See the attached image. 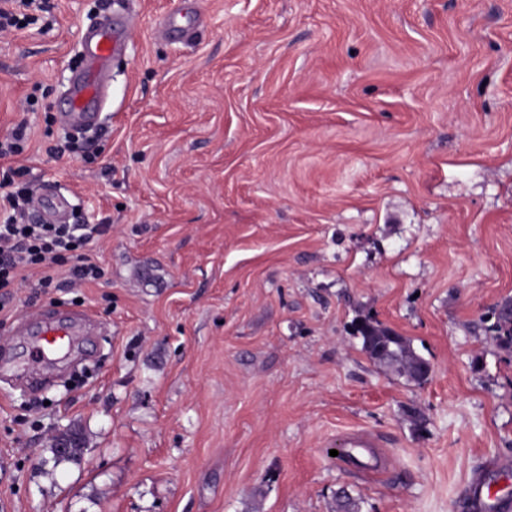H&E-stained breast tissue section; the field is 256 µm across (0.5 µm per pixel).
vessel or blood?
I'll return each mask as SVG.
<instances>
[{
	"label": "vessel or blood",
	"mask_w": 512,
	"mask_h": 512,
	"mask_svg": "<svg viewBox=\"0 0 512 512\" xmlns=\"http://www.w3.org/2000/svg\"><path fill=\"white\" fill-rule=\"evenodd\" d=\"M129 37L124 18L105 15L95 26L88 28L82 36L83 66L76 75L70 91L69 107L61 112L63 123L69 127H90L100 118L103 78L113 57L121 52ZM67 210L66 199L53 192L45 191L38 203L36 217L47 224L62 222ZM94 319L86 311L61 312L40 309L21 322L19 335L29 337L34 361H43L47 352L69 350L79 344ZM379 442L369 434H355L347 437L346 455L357 465L360 472L368 474L376 470L377 461L371 456L372 448ZM469 491L484 512H497L506 498L498 491L471 483Z\"/></svg>",
	"instance_id": "1"
}]
</instances>
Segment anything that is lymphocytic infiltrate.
I'll list each match as a JSON object with an SVG mask.
<instances>
[{"instance_id": "lymphocytic-infiltrate-1", "label": "lymphocytic infiltrate", "mask_w": 512, "mask_h": 512, "mask_svg": "<svg viewBox=\"0 0 512 512\" xmlns=\"http://www.w3.org/2000/svg\"><path fill=\"white\" fill-rule=\"evenodd\" d=\"M33 191L15 184L10 171L0 172V294L26 282L28 271L40 270L37 288L65 283L72 288L100 279L102 270L90 257L91 247L106 232L103 224H32L28 221ZM71 265L65 279L55 268L62 259Z\"/></svg>"}]
</instances>
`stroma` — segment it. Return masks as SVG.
<instances>
[{
  "label": "stroma",
  "instance_id": "35a3bbf8",
  "mask_svg": "<svg viewBox=\"0 0 512 512\" xmlns=\"http://www.w3.org/2000/svg\"><path fill=\"white\" fill-rule=\"evenodd\" d=\"M124 9L96 157L54 158L83 32ZM175 13L192 38L165 33ZM27 121L17 183L105 224L100 282L16 288L89 311L85 366L39 392L0 380V512H473L512 461V0H48L0 32V135ZM368 314L428 360L375 365ZM425 423L414 428L408 408ZM79 430L80 460L54 434ZM376 436L381 472L332 457ZM494 322L488 327L491 338L505 351L512 352V299L498 303L491 312ZM54 443L56 447L59 448L60 453L64 455H70L77 448H79V452L76 454H73L71 456H62L58 453V449L52 443L51 452L53 453L56 461L75 460L82 453V450L80 448L82 446L81 439L76 433H70L65 435L58 434L54 439Z\"/></svg>",
  "mask_w": 512,
  "mask_h": 512
}]
</instances>
